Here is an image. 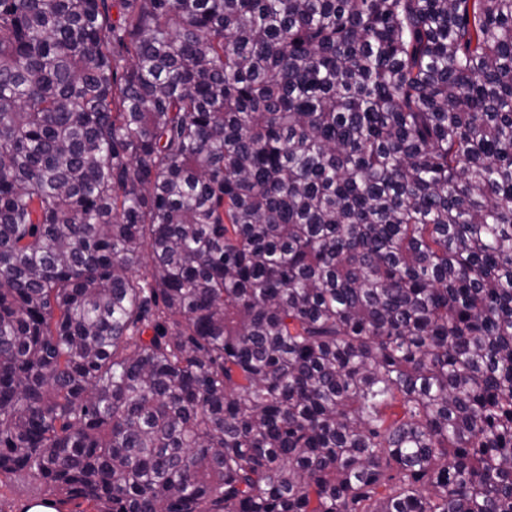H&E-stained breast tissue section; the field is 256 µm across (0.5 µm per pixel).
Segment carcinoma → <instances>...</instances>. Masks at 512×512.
<instances>
[{"mask_svg": "<svg viewBox=\"0 0 512 512\" xmlns=\"http://www.w3.org/2000/svg\"><path fill=\"white\" fill-rule=\"evenodd\" d=\"M18 473L512 512V0H0Z\"/></svg>", "mask_w": 512, "mask_h": 512, "instance_id": "carcinoma-1", "label": "carcinoma"}]
</instances>
